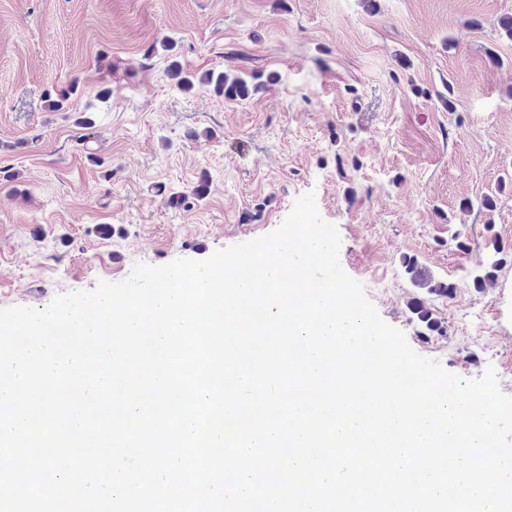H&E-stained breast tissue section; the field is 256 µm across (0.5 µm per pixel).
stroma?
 <instances>
[{
    "mask_svg": "<svg viewBox=\"0 0 512 512\" xmlns=\"http://www.w3.org/2000/svg\"><path fill=\"white\" fill-rule=\"evenodd\" d=\"M510 15L512 0H0V307L207 259L311 191L381 317L463 379L494 368L512 395ZM173 59L277 81L242 101L185 93ZM409 257L452 296L415 285Z\"/></svg>",
    "mask_w": 512,
    "mask_h": 512,
    "instance_id": "1",
    "label": "stroma"
}]
</instances>
